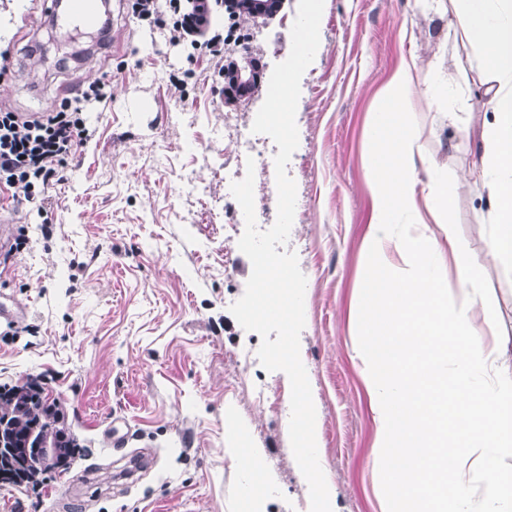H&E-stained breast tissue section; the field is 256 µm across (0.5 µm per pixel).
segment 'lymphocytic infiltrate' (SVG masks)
<instances>
[{
	"mask_svg": "<svg viewBox=\"0 0 512 512\" xmlns=\"http://www.w3.org/2000/svg\"><path fill=\"white\" fill-rule=\"evenodd\" d=\"M171 40L202 37L210 51H217L221 35H210L218 0H200L196 12H187L182 0H168ZM107 84H89L59 110L39 119L24 120L17 113L0 110V189L12 202L34 200L37 188L61 182L69 157L86 146L93 136L85 117L91 106L106 101Z\"/></svg>",
	"mask_w": 512,
	"mask_h": 512,
	"instance_id": "f902f5d3",
	"label": "lymphocytic infiltrate"
}]
</instances>
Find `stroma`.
<instances>
[{
    "label": "stroma",
    "instance_id": "stroma-1",
    "mask_svg": "<svg viewBox=\"0 0 512 512\" xmlns=\"http://www.w3.org/2000/svg\"><path fill=\"white\" fill-rule=\"evenodd\" d=\"M298 0L276 18L238 20L267 68L291 51ZM107 37L53 28L43 0H0V108L25 117L55 111L78 88L108 78L112 99L89 113L96 134L70 157L63 183L37 202L0 209V227L21 246L0 264V386L41 385L86 455L56 480L0 484V512H247L245 488L263 487L257 512H310L294 459L281 371L244 364L259 334L229 307L252 273L211 203L224 197V117L253 124L266 85L227 102L220 57L170 42L166 28L112 0ZM412 28L413 38L402 35ZM440 22L416 0H325L320 44L301 79L299 144L287 171L297 215L286 250L307 279L300 357L320 408L319 461L336 491L333 512H382L374 426L351 357L354 311L367 271L371 215L365 129L402 58L427 70L444 51ZM185 82L174 94L171 78ZM469 133L431 108L423 83L407 101L425 153L449 177L479 161L478 134L492 116L478 70L455 74ZM486 196L458 190L455 222L482 266V333L512 355V270L487 253ZM266 388L256 400L254 385ZM245 433L241 461L225 448V409ZM125 438L113 444L111 427ZM255 460V468L244 465Z\"/></svg>",
    "mask_w": 512,
    "mask_h": 512
}]
</instances>
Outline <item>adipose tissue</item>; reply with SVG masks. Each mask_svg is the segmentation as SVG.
Returning <instances> with one entry per match:
<instances>
[{
  "mask_svg": "<svg viewBox=\"0 0 512 512\" xmlns=\"http://www.w3.org/2000/svg\"><path fill=\"white\" fill-rule=\"evenodd\" d=\"M447 20V64L423 78L431 106L460 122L462 90L449 70L483 71L492 119L480 163L462 181L486 190L488 253L512 268V0H417ZM418 70L403 59L366 129L372 214L351 351L373 415V455L385 512H512V358L487 344L473 307L485 285L457 232V184L422 153L405 103ZM463 290L448 302V275Z\"/></svg>",
  "mask_w": 512,
  "mask_h": 512,
  "instance_id": "adipose-tissue-1",
  "label": "adipose tissue"
}]
</instances>
